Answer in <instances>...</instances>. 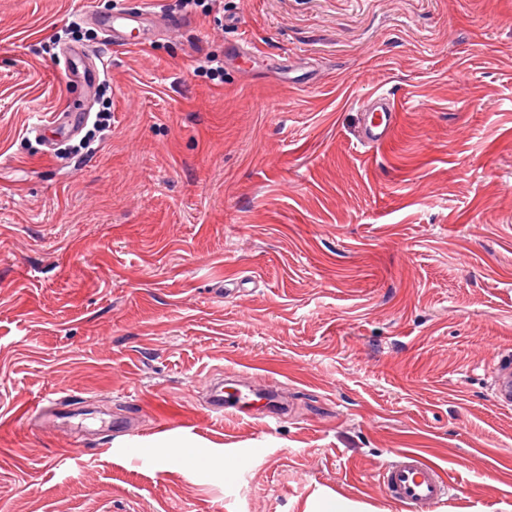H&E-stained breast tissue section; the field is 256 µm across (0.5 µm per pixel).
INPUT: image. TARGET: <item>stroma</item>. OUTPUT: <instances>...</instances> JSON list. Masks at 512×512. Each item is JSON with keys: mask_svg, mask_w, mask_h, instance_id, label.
I'll list each match as a JSON object with an SVG mask.
<instances>
[{"mask_svg": "<svg viewBox=\"0 0 512 512\" xmlns=\"http://www.w3.org/2000/svg\"><path fill=\"white\" fill-rule=\"evenodd\" d=\"M144 4L181 27L91 95L61 51L123 0H0V512H401L403 448L459 487L433 512H512V0ZM378 94L399 127L363 148ZM106 102L89 147L54 126ZM234 372L290 413L209 412ZM64 397L91 414L35 425ZM489 389L494 400L502 407L512 406V356L501 357L489 368Z\"/></svg>", "mask_w": 512, "mask_h": 512, "instance_id": "stroma-1", "label": "stroma"}]
</instances>
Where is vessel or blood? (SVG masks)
<instances>
[{
  "label": "vessel or blood",
  "mask_w": 512,
  "mask_h": 512,
  "mask_svg": "<svg viewBox=\"0 0 512 512\" xmlns=\"http://www.w3.org/2000/svg\"><path fill=\"white\" fill-rule=\"evenodd\" d=\"M148 16L149 12L141 0H126L125 7L109 15L92 11L83 13V20L101 32L105 48L92 53L81 46H66L64 57L67 67L80 70L87 88L95 89L111 67L108 48L129 45L136 25L146 22ZM363 112L360 143L369 147L384 145L399 120L393 101L384 95L376 97L364 104ZM488 377L494 400L500 406L511 407L512 356L501 357L490 367ZM205 390L206 405L212 413L239 416L259 407L268 422H278L282 417L280 405L272 401V390L264 386L256 385L245 390L239 380L212 376L207 379ZM379 480L387 497L400 505L404 512H432L435 505L450 497L454 489L451 479L415 450L397 452L395 460L381 469Z\"/></svg>",
  "instance_id": "b4317fda"
}]
</instances>
